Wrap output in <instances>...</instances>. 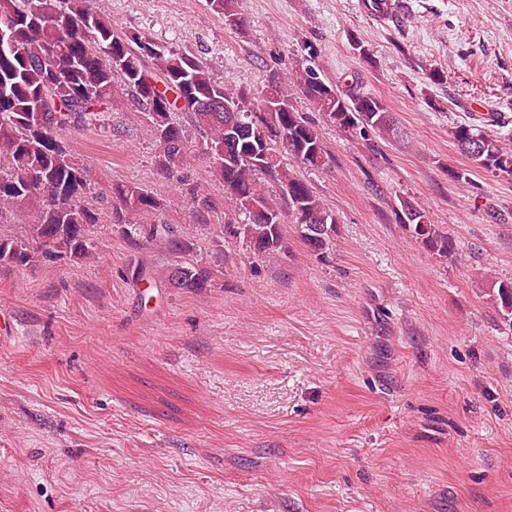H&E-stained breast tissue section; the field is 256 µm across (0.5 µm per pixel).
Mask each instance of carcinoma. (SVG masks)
I'll list each match as a JSON object with an SVG mask.
<instances>
[{"instance_id": "1", "label": "carcinoma", "mask_w": 512, "mask_h": 512, "mask_svg": "<svg viewBox=\"0 0 512 512\" xmlns=\"http://www.w3.org/2000/svg\"><path fill=\"white\" fill-rule=\"evenodd\" d=\"M99 0H0V224L17 209L28 213L26 235L0 233V270H33L86 264L100 259L101 213L86 167L63 140L70 129L109 125L112 107L143 115L158 144L157 168L179 176L186 126L203 134L211 176L233 209L224 211L221 234L246 244L256 256L285 248L286 226L309 251L323 255L336 245V216L307 181L280 164L277 149L297 166L319 170L330 160L311 119L290 102L288 83L269 75L259 102L249 91L227 88L199 57L148 35L112 26ZM224 29L244 26L238 0H207ZM308 56L291 63L294 87L337 129L364 138L370 131H397L392 113L356 79L325 82ZM451 136L463 153L478 148L474 165L512 178V149L496 133L460 124ZM278 189L279 201L263 191ZM112 226L129 244L156 242L174 258L161 274L166 286L198 291L210 287L212 272L186 258L191 242L164 220L165 204L133 183L111 187ZM197 218L207 225L213 203L194 192ZM401 223L429 249L448 254L452 246L430 224L418 203H400ZM487 296L512 328V281L491 285Z\"/></svg>"}]
</instances>
